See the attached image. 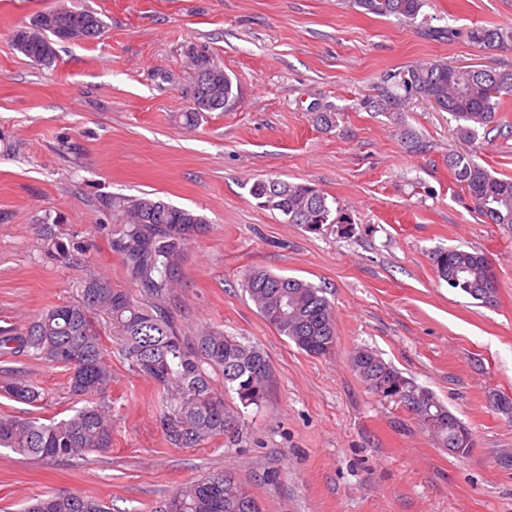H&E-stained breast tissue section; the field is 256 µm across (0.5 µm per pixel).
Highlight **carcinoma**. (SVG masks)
<instances>
[{
	"instance_id": "carcinoma-1",
	"label": "carcinoma",
	"mask_w": 512,
	"mask_h": 512,
	"mask_svg": "<svg viewBox=\"0 0 512 512\" xmlns=\"http://www.w3.org/2000/svg\"><path fill=\"white\" fill-rule=\"evenodd\" d=\"M364 13L393 16L414 22L426 0H354ZM104 21L89 9L55 8L32 18L13 32L15 47L33 62L49 67L56 59L59 41L95 39ZM471 43L490 51L512 48V27L481 25L471 28ZM404 94L386 93L373 101L378 112L392 116L404 111L406 98L420 97L440 105L460 122L461 139L474 145L479 129L496 122L500 103L512 97V71L439 68L419 64L399 72ZM191 111L187 123L203 112L222 111L238 98V86L224 69L200 55L195 59ZM448 166L478 212L491 224H512V178L498 177L477 164L469 153L448 155ZM258 204L319 232L336 223L325 194L314 186L281 180H258L250 187ZM112 211L122 215L115 246L141 297L112 288L105 279L91 275L81 283V300L48 307L19 331L0 333V354L42 360L70 371L69 392L88 404L69 416L45 423L36 417L0 415V448L34 458L69 460L112 447L110 406L91 397L108 389L112 368L106 360L102 337L92 321V311L103 310L120 327V346L132 368L149 380L156 393L160 424L166 441L177 448H193L224 436L231 438L239 411L228 408L213 387L207 367L224 378V390L233 392L242 408L261 405L267 397L272 367L264 351L243 337L207 327L192 337L182 335L168 310L170 294L180 277L179 260L189 240L206 228L196 211L153 197L114 196ZM54 257L70 261L79 246L55 237L44 225ZM487 256L476 250L439 248L431 262L439 279L484 303L494 301L497 289L485 290ZM242 287L260 315L295 346L313 357L336 348L333 306L324 288L303 279L279 276L265 270L245 274ZM351 364L369 388L377 375L386 382L405 384L416 394L433 400L431 406L409 397L399 403L413 412L443 448L466 456L473 440L464 423L430 391L420 388L375 352L363 348ZM10 398L29 405L45 399L39 386L20 377L3 385ZM25 512H109L99 500L75 491L42 495ZM154 512H262L251 491L232 474L213 472L184 486L155 507Z\"/></svg>"
}]
</instances>
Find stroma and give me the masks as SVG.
Wrapping results in <instances>:
<instances>
[{
	"label": "stroma",
	"mask_w": 512,
	"mask_h": 512,
	"mask_svg": "<svg viewBox=\"0 0 512 512\" xmlns=\"http://www.w3.org/2000/svg\"><path fill=\"white\" fill-rule=\"evenodd\" d=\"M61 6L105 21L91 41L57 46L48 67L21 54L17 27ZM512 20V0H429L405 23L359 11L353 0H0V331L44 308L80 300L96 274L136 292L112 232L115 196H152L207 221L186 245L169 311L182 333L205 326L267 353L261 406L242 410L231 441L176 448L164 437L152 384L137 375L106 314L112 446L46 462L0 449V512L31 498L79 491L115 512L157 501L212 471L249 485L264 512H512V226L486 223L448 168L468 152L446 112L412 99L401 120L370 102L419 62L512 70V51L470 43L469 29ZM451 27L454 37H431ZM208 55L239 87L231 107L191 104L194 58ZM331 113L330 125L317 122ZM425 147L409 152L404 133ZM259 179L322 190L342 223L309 233L261 208ZM84 250L52 260L42 233ZM485 253L496 300L485 304L439 280L433 250ZM252 269L324 286L336 350L312 357L259 314L241 281ZM368 348L432 391L474 435L459 458L352 369ZM45 390L37 406L0 394V414L62 418L77 404L69 372L0 355Z\"/></svg>",
	"instance_id": "35a3bbf8"
}]
</instances>
